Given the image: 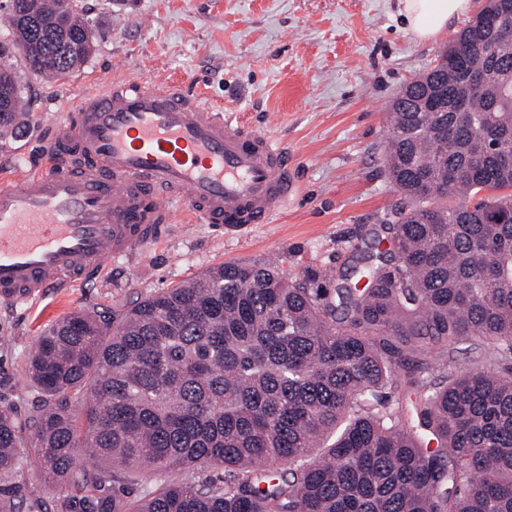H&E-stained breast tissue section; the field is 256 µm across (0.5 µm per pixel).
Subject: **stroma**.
<instances>
[{
	"mask_svg": "<svg viewBox=\"0 0 512 512\" xmlns=\"http://www.w3.org/2000/svg\"><path fill=\"white\" fill-rule=\"evenodd\" d=\"M94 52L60 84L27 78L28 139L0 140V179L40 169L70 104L115 80H174L287 147L298 193L272 223L231 235L176 212L167 238L110 259L93 285L36 305L0 306V405L33 411L26 357L40 331L72 313L101 316L228 262L279 259L288 275L326 271L336 288L387 249L381 225L398 195L382 164L386 113L397 91L429 70L467 24L435 40L406 29L399 0H83Z\"/></svg>",
	"mask_w": 512,
	"mask_h": 512,
	"instance_id": "1",
	"label": "stroma"
}]
</instances>
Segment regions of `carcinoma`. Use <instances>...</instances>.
I'll list each match as a JSON object with an SVG mask.
<instances>
[{
  "instance_id": "1",
  "label": "carcinoma",
  "mask_w": 512,
  "mask_h": 512,
  "mask_svg": "<svg viewBox=\"0 0 512 512\" xmlns=\"http://www.w3.org/2000/svg\"><path fill=\"white\" fill-rule=\"evenodd\" d=\"M3 17L0 131L35 76L92 54L82 4L20 0ZM484 8L396 98L385 166L402 196L390 258L361 288L324 272L225 263L102 319L47 327L26 374L30 443L0 406V512H512V34ZM483 49L481 70L473 78ZM473 337L456 367L418 357L427 338ZM37 460L62 492L47 507L14 493ZM129 470L224 469L123 488Z\"/></svg>"
}]
</instances>
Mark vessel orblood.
<instances>
[{
    "mask_svg": "<svg viewBox=\"0 0 512 512\" xmlns=\"http://www.w3.org/2000/svg\"><path fill=\"white\" fill-rule=\"evenodd\" d=\"M48 162L0 185V304L95 283L106 260L165 237L173 207L238 232L272 223L297 186L286 147L173 82L81 97Z\"/></svg>",
    "mask_w": 512,
    "mask_h": 512,
    "instance_id": "b4317fda",
    "label": "vessel or blood"
}]
</instances>
